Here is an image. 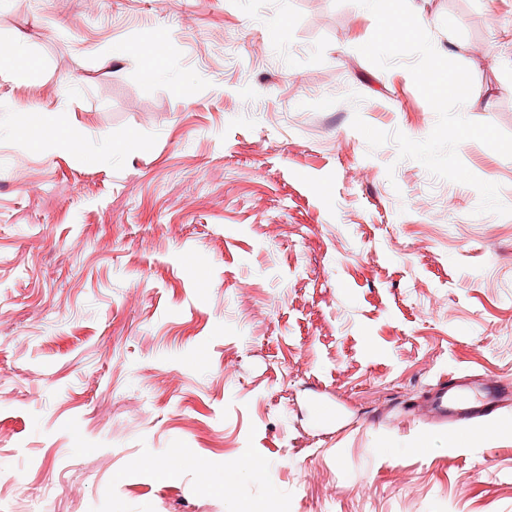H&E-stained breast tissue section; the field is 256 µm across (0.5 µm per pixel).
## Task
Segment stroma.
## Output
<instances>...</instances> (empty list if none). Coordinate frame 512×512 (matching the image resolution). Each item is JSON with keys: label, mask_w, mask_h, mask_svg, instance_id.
Instances as JSON below:
<instances>
[{"label": "stroma", "mask_w": 512, "mask_h": 512, "mask_svg": "<svg viewBox=\"0 0 512 512\" xmlns=\"http://www.w3.org/2000/svg\"><path fill=\"white\" fill-rule=\"evenodd\" d=\"M409 5L512 135V0ZM374 30L354 0H0L40 62L0 77V512H512V427L462 448L410 409L451 370L512 387V215L352 128L436 122ZM457 154L512 206V158ZM47 139L55 149L62 152L79 155H87L89 153V144L86 140L74 139L54 130H49Z\"/></svg>", "instance_id": "obj_1"}]
</instances>
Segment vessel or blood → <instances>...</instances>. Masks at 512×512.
Returning <instances> with one entry per match:
<instances>
[{
	"instance_id": "obj_1",
	"label": "vessel or blood",
	"mask_w": 512,
	"mask_h": 512,
	"mask_svg": "<svg viewBox=\"0 0 512 512\" xmlns=\"http://www.w3.org/2000/svg\"><path fill=\"white\" fill-rule=\"evenodd\" d=\"M510 405L512 391L490 375L456 370L440 376L417 410L428 423L448 428L463 447L481 428L504 423V409Z\"/></svg>"
}]
</instances>
